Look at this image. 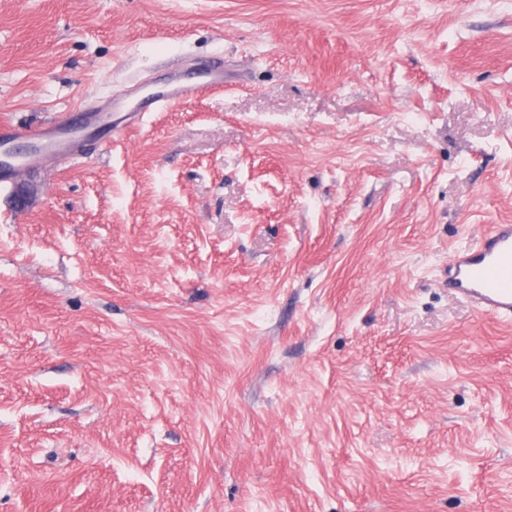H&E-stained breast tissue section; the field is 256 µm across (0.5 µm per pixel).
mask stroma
Listing matches in <instances>:
<instances>
[{
    "instance_id": "stroma-1",
    "label": "stroma",
    "mask_w": 512,
    "mask_h": 512,
    "mask_svg": "<svg viewBox=\"0 0 512 512\" xmlns=\"http://www.w3.org/2000/svg\"><path fill=\"white\" fill-rule=\"evenodd\" d=\"M214 63L0 185V512H512V0H0V121ZM224 88V69L212 66L202 73L188 77L185 83H178L167 93H149L146 95L136 112H125L124 119L130 125L139 123L146 112L169 107L180 102H189L207 90ZM448 287L485 316L512 319V224H490L476 246L455 250Z\"/></svg>"
}]
</instances>
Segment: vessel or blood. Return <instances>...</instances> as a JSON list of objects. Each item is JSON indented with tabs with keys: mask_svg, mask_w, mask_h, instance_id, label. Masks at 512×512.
Instances as JSON below:
<instances>
[{
	"mask_svg": "<svg viewBox=\"0 0 512 512\" xmlns=\"http://www.w3.org/2000/svg\"><path fill=\"white\" fill-rule=\"evenodd\" d=\"M224 86V71L212 66L187 78L166 93L146 95L137 111L125 113L126 121L135 123L143 113L153 112L180 102H189L207 90ZM83 122L62 120L39 130L0 122V183H10L18 171L27 166L15 147L33 139L40 154L52 155L73 151ZM448 286L478 312L512 319V224L488 225L476 246L455 250L449 264Z\"/></svg>",
	"mask_w": 512,
	"mask_h": 512,
	"instance_id": "b4317fda",
	"label": "vessel or blood"
}]
</instances>
